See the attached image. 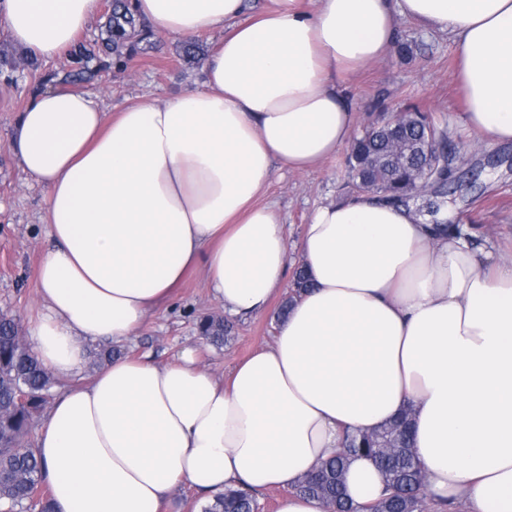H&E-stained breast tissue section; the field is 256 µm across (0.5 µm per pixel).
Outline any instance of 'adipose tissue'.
<instances>
[{
	"instance_id": "1",
	"label": "adipose tissue",
	"mask_w": 512,
	"mask_h": 512,
	"mask_svg": "<svg viewBox=\"0 0 512 512\" xmlns=\"http://www.w3.org/2000/svg\"><path fill=\"white\" fill-rule=\"evenodd\" d=\"M99 0H0V29L31 57L66 52ZM158 33L225 29L204 88L115 115L49 87L12 144L48 198L54 246L35 271L43 309L27 341L69 384L37 429L55 512H157L177 487L280 490L276 512H323L293 493L347 434L413 415L431 503L512 512V261L463 234L434 235L414 207L370 194L318 206L301 263L312 286L272 344L219 377L192 353L124 354L137 330L201 270L225 314L263 313L285 283L289 244L259 203L274 167L302 171L353 136L338 84L396 41V17L448 32L463 124L512 143V0H138ZM120 349L86 375L91 344ZM358 512L383 490L352 459Z\"/></svg>"
}]
</instances>
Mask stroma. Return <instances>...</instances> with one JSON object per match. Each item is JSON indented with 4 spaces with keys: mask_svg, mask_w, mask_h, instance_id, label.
Instances as JSON below:
<instances>
[{
    "mask_svg": "<svg viewBox=\"0 0 512 512\" xmlns=\"http://www.w3.org/2000/svg\"><path fill=\"white\" fill-rule=\"evenodd\" d=\"M398 36L414 40L413 55L389 50L377 61L344 77L341 89L355 109V125L363 127L378 99L391 107L417 105L443 120L450 138L469 156L467 167L456 173L457 190L448 205L458 221L495 251L512 256V144L486 146L461 121L462 102L456 83V47L447 32L428 29L408 19L396 21ZM182 39L160 34L156 45L130 64L126 72L102 75L94 86L104 112L149 97L159 101L205 81L204 62L180 60ZM66 56L39 61L17 84L0 82V312L28 324L40 306L35 269L50 248L45 217V192L20 168L11 145L15 122L26 107L42 73L64 72ZM344 153L300 172L274 170L261 197L278 211L290 246H298L312 210L319 205L352 197L347 185ZM282 304L274 299L259 315L233 320L231 334L215 347L199 332L201 318L222 314L201 273L190 274L176 290L174 305L146 322L128 347L134 356L148 355L161 363L174 361L185 349H194L199 364L216 375L269 344L278 325Z\"/></svg>",
    "mask_w": 512,
    "mask_h": 512,
    "instance_id": "35a3bbf8",
    "label": "stroma"
}]
</instances>
